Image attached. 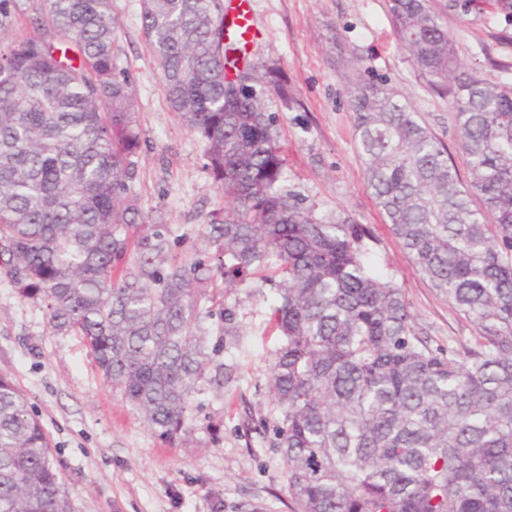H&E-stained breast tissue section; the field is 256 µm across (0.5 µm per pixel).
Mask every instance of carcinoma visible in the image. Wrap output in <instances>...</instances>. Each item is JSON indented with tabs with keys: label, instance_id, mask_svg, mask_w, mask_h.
<instances>
[{
	"label": "carcinoma",
	"instance_id": "obj_1",
	"mask_svg": "<svg viewBox=\"0 0 512 512\" xmlns=\"http://www.w3.org/2000/svg\"><path fill=\"white\" fill-rule=\"evenodd\" d=\"M394 34L429 83L454 85L462 185L445 147L379 82L350 95L367 187L431 286L473 325L438 344L403 289L378 274L366 229L320 218L282 185L265 89L240 63L224 0H142L143 34L171 109L205 145L224 191L209 220L214 265L166 255L125 203L139 132L118 67L112 0H0V272L83 337L104 378L156 436L187 429L240 343L215 342L203 304L240 277L279 278L282 344L269 383L295 512H512V87L463 71L426 0H390ZM146 253L132 265L130 233ZM62 481L24 393L0 374V512H60Z\"/></svg>",
	"mask_w": 512,
	"mask_h": 512
}]
</instances>
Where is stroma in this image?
I'll return each mask as SVG.
<instances>
[{
  "label": "stroma",
  "mask_w": 512,
  "mask_h": 512,
  "mask_svg": "<svg viewBox=\"0 0 512 512\" xmlns=\"http://www.w3.org/2000/svg\"><path fill=\"white\" fill-rule=\"evenodd\" d=\"M469 74L512 86V0H431ZM257 36L251 64L277 65L288 101L272 96L283 182L316 213L364 225L376 267L401 285L439 344L471 334L470 323L415 268L367 188L349 94L382 80L441 142L461 181L452 95L431 87L397 41L388 0H251ZM141 0H112L119 65L131 80L139 128L137 171L126 197L161 225L170 255L211 263L205 236L224 195L205 168L204 145L167 102L141 26ZM274 286L250 277L218 297L241 344L221 353L236 377L196 395L187 430L163 444L99 372L83 339L53 333L44 305L0 275V373L27 394L50 438L67 512H293L284 464L273 447L281 412L269 371L280 339L269 326Z\"/></svg>",
  "instance_id": "1"
}]
</instances>
